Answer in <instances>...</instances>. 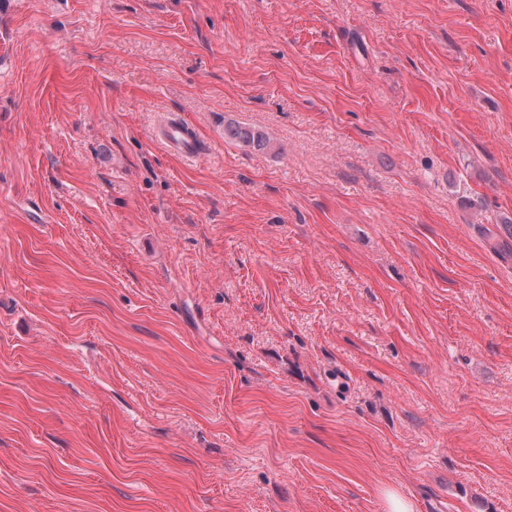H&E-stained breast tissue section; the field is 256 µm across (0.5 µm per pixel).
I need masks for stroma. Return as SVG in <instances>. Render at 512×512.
Returning <instances> with one entry per match:
<instances>
[{"label": "stroma", "mask_w": 512, "mask_h": 512, "mask_svg": "<svg viewBox=\"0 0 512 512\" xmlns=\"http://www.w3.org/2000/svg\"><path fill=\"white\" fill-rule=\"evenodd\" d=\"M509 219L512 0H0V512H512ZM156 137L172 151L187 158L202 154V147L195 133L178 120H169L157 132ZM225 133L244 147L253 149L264 150L271 143L268 134L255 127H243L231 122L225 127Z\"/></svg>", "instance_id": "obj_1"}]
</instances>
